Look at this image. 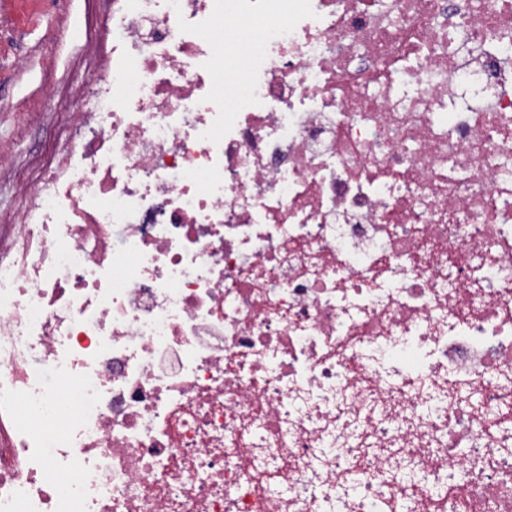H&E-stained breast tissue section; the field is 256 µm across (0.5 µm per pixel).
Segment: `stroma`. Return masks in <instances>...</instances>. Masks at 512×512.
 Instances as JSON below:
<instances>
[{
	"label": "stroma",
	"instance_id": "obj_1",
	"mask_svg": "<svg viewBox=\"0 0 512 512\" xmlns=\"http://www.w3.org/2000/svg\"><path fill=\"white\" fill-rule=\"evenodd\" d=\"M112 0H0V235L11 234L28 189L61 158L69 113L89 102L100 55L112 44L103 23Z\"/></svg>",
	"mask_w": 512,
	"mask_h": 512
}]
</instances>
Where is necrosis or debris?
I'll use <instances>...</instances> for the list:
<instances>
[{"instance_id":"1","label":"necrosis or debris","mask_w":512,"mask_h":512,"mask_svg":"<svg viewBox=\"0 0 512 512\" xmlns=\"http://www.w3.org/2000/svg\"><path fill=\"white\" fill-rule=\"evenodd\" d=\"M107 24L0 237V512H512V0Z\"/></svg>"}]
</instances>
